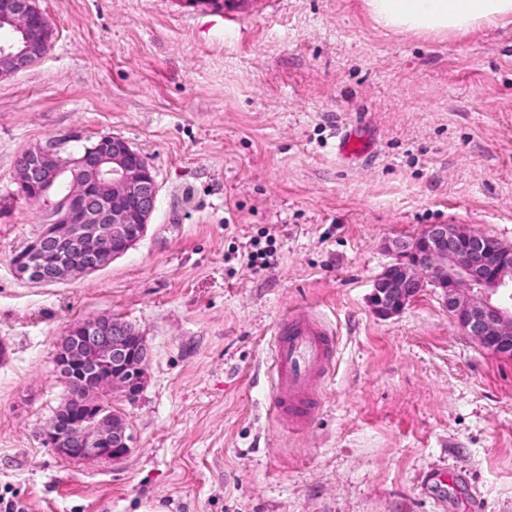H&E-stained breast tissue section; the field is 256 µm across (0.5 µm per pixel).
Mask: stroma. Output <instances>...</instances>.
<instances>
[{"label":"stroma","mask_w":512,"mask_h":512,"mask_svg":"<svg viewBox=\"0 0 512 512\" xmlns=\"http://www.w3.org/2000/svg\"><path fill=\"white\" fill-rule=\"evenodd\" d=\"M53 38L0 77V493L28 512H512V360L457 327L439 289L376 316L387 241L459 224L512 246V17L429 37L365 0H35ZM362 124L374 156L345 163ZM79 132L153 165L145 237L52 285L13 255L45 210L22 154ZM278 261L240 254L264 231ZM309 311L333 334L302 430L269 411L271 344ZM109 314L150 349L121 462L43 443L65 388L53 354ZM336 154L343 160L363 159L368 160L372 155V145L359 126L347 128L338 134ZM256 248L244 255V263L249 269L255 271L266 270L273 267L277 262L276 252L271 249L257 248L258 244H252Z\"/></svg>","instance_id":"35a3bbf8"}]
</instances>
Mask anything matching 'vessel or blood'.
I'll return each instance as SVG.
<instances>
[{
	"instance_id": "obj_1",
	"label": "vessel or blood",
	"mask_w": 512,
	"mask_h": 512,
	"mask_svg": "<svg viewBox=\"0 0 512 512\" xmlns=\"http://www.w3.org/2000/svg\"><path fill=\"white\" fill-rule=\"evenodd\" d=\"M336 153L344 160L369 159L370 138L359 127L345 129L338 135ZM272 357L274 411L288 428H303L319 407V384L332 366L331 333L309 313L286 315L273 339Z\"/></svg>"
}]
</instances>
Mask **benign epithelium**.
Instances as JSON below:
<instances>
[{"mask_svg":"<svg viewBox=\"0 0 512 512\" xmlns=\"http://www.w3.org/2000/svg\"><path fill=\"white\" fill-rule=\"evenodd\" d=\"M16 41L0 46V77L40 60L53 37L50 20L33 0H0V29ZM20 193L37 199L47 219L14 265L42 264L47 249L57 281L93 273L105 252L123 256L147 233L157 201L154 168L125 139L103 135L77 153L62 155L61 144L27 150L17 165ZM394 260L373 284L369 301L375 314L401 312L425 287L440 290L460 330L484 351L512 358V306L493 300L512 277V250L459 224H430L410 238L387 246ZM78 345V371L93 374L100 391L132 400L146 382V341L126 322L101 316L71 329ZM48 447L66 458L122 461L132 440L120 417L62 410L45 430Z\"/></svg>","mask_w":512,"mask_h":512,"instance_id":"7a95c632","label":"benign epithelium"}]
</instances>
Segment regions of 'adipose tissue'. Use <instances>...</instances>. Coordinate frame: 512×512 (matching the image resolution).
Wrapping results in <instances>:
<instances>
[{"label": "adipose tissue", "mask_w": 512, "mask_h": 512, "mask_svg": "<svg viewBox=\"0 0 512 512\" xmlns=\"http://www.w3.org/2000/svg\"><path fill=\"white\" fill-rule=\"evenodd\" d=\"M373 20L391 31L445 35L512 16V0H367Z\"/></svg>", "instance_id": "adipose-tissue-1"}]
</instances>
